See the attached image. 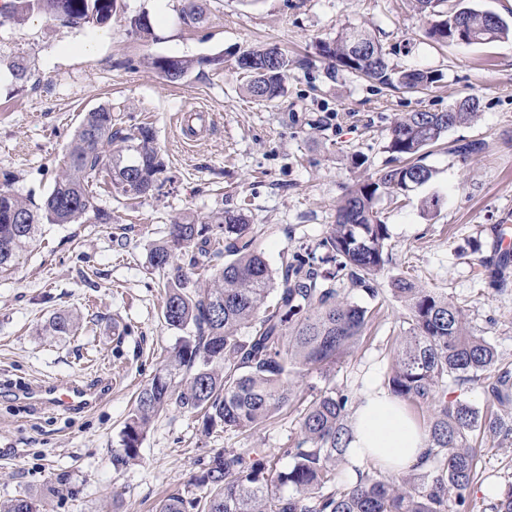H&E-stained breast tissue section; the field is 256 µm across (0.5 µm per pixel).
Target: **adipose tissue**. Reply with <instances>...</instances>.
Segmentation results:
<instances>
[{
  "instance_id": "1",
  "label": "adipose tissue",
  "mask_w": 512,
  "mask_h": 512,
  "mask_svg": "<svg viewBox=\"0 0 512 512\" xmlns=\"http://www.w3.org/2000/svg\"><path fill=\"white\" fill-rule=\"evenodd\" d=\"M428 444L426 430L400 401L383 389H364L351 418L347 455L352 465L399 473L423 465Z\"/></svg>"
}]
</instances>
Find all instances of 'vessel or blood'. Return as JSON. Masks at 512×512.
Instances as JSON below:
<instances>
[{
    "label": "vessel or blood",
    "mask_w": 512,
    "mask_h": 512,
    "mask_svg": "<svg viewBox=\"0 0 512 512\" xmlns=\"http://www.w3.org/2000/svg\"><path fill=\"white\" fill-rule=\"evenodd\" d=\"M26 399L64 412H80L98 405L104 398L105 389L99 381L49 380L25 387Z\"/></svg>",
    "instance_id": "1"
}]
</instances>
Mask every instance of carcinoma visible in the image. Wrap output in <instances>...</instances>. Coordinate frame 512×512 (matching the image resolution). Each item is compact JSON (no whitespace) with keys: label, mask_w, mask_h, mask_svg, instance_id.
<instances>
[{"label":"carcinoma","mask_w":512,"mask_h":512,"mask_svg":"<svg viewBox=\"0 0 512 512\" xmlns=\"http://www.w3.org/2000/svg\"><path fill=\"white\" fill-rule=\"evenodd\" d=\"M117 0H15L13 14L37 11L71 26L107 24ZM447 0H416L427 18V35L437 43L488 44L512 38V26L481 25L471 8L443 9ZM318 54L344 72L373 83L427 90L438 81L428 70L394 68L382 46L365 30L349 28L317 44ZM238 67L250 74L247 90L260 101H273L284 91L294 61L271 47L244 51ZM192 59L158 57L153 68L169 67L187 74ZM453 112H408L390 127L386 149L392 165L375 180L346 190L336 205V220L315 245L302 244L281 267L272 269L253 248L246 215L217 212L209 223L176 220L168 238L151 249L152 268L166 272L174 260L187 259L188 270L176 268L166 280L164 322L189 331L181 337L166 364L140 390L122 431V452L114 462L139 456V445L154 417L171 403L202 413L205 433L252 430L292 399V377L313 370L328 373L359 341L368 322V308L354 299L361 292L374 299L377 279L388 256L389 232L378 217L382 194H405L431 180L423 163L427 149L448 130L478 119L479 104L465 97ZM122 146L112 150V144ZM151 127L125 133L114 127L112 110L87 113L67 149L66 161L43 204L33 207L0 190V273L15 266L19 252L35 240L40 224H73L89 212L102 224L112 215L96 207L89 178L103 175L128 200L148 195L161 173ZM224 264L214 267V262ZM512 255L501 254L490 269L491 285L504 287ZM392 294L407 310L408 329L394 353L383 385L396 398L426 403L439 388L464 385L492 372L493 345L467 325L465 309L443 293L416 287L409 279L392 282ZM75 327L67 313H55L48 328L67 335ZM490 401H512V372L500 371L486 385ZM349 396L327 389L303 408L302 441L284 450L291 462L277 469L265 448L210 452L199 460L193 485L208 496L186 501L179 494L163 500L157 512H460L475 480L474 438L504 440L512 434L497 412L479 414L467 402L443 399L427 427L426 469L386 478L378 471L360 476V483L342 487L337 464L347 452ZM283 487L292 493L280 492ZM0 512H42L27 499L0 502Z\"/></svg>","instance_id":"carcinoma-1"}]
</instances>
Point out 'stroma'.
Returning <instances> with one entry per match:
<instances>
[{
	"instance_id": "obj_1",
	"label": "stroma",
	"mask_w": 512,
	"mask_h": 512,
	"mask_svg": "<svg viewBox=\"0 0 512 512\" xmlns=\"http://www.w3.org/2000/svg\"><path fill=\"white\" fill-rule=\"evenodd\" d=\"M205 19L189 25L184 0H117L111 21L71 27L34 12L11 16L0 0V189L42 203L85 115L108 106L126 132L147 123L165 163L139 200L98 190L108 224H42L15 267L0 274V501H45L49 512H155L167 496H206L191 485L198 460L220 448H292L301 439L294 408L259 429L203 434L195 413L171 406L145 435L138 462L114 466L121 431L140 389L170 356L180 333L161 318L163 280L150 251L172 222H204L244 209L253 247L270 267L298 243L314 244L335 222L336 202L353 184L376 178L390 159L386 130L406 112H442L467 96L481 116L451 129L448 144L478 141L461 157L433 149L432 179L408 196L380 201L390 234L380 294L360 341L330 374L295 378V398L325 389L358 402L364 383L381 384L407 328L393 297L398 275L465 306L470 327L512 368V287L491 288L484 263L496 226L512 225V39L436 44L412 0H203ZM143 17L148 37L131 22ZM367 30L390 65L434 72L421 92L382 89L330 76L315 45L347 28ZM257 46L306 56L271 102L251 97L237 58ZM223 57L220 66L212 57ZM187 57L196 65L177 83L151 61ZM26 73H18L17 65ZM203 111L210 125L195 142L178 122ZM439 197L437 208L425 201ZM481 251H473V242ZM57 312L77 317L66 336L46 332ZM110 379L96 407L66 414L23 399L21 387L48 379ZM478 477L467 512H493L512 485V438L476 449ZM66 492H58L59 481Z\"/></svg>"
}]
</instances>
